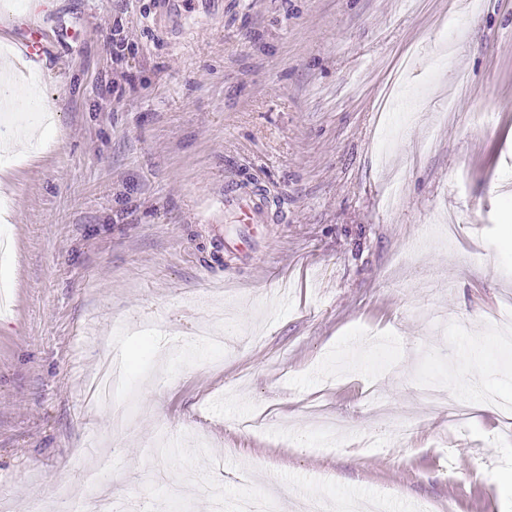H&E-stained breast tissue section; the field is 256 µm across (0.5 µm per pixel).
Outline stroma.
<instances>
[{"instance_id":"stroma-1","label":"stroma","mask_w":512,"mask_h":512,"mask_svg":"<svg viewBox=\"0 0 512 512\" xmlns=\"http://www.w3.org/2000/svg\"><path fill=\"white\" fill-rule=\"evenodd\" d=\"M54 7L48 135L0 155V512L79 506L91 469L121 512H213L170 473L216 459L226 498L281 512H512V420L483 409L512 402V0ZM229 179L276 217L247 255L216 247ZM107 354L128 380L102 404ZM425 386L469 418L423 416Z\"/></svg>"}]
</instances>
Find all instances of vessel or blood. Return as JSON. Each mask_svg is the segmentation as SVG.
<instances>
[{"label":"vessel or blood","instance_id":"1","mask_svg":"<svg viewBox=\"0 0 512 512\" xmlns=\"http://www.w3.org/2000/svg\"><path fill=\"white\" fill-rule=\"evenodd\" d=\"M52 0H27L24 11L33 16L34 22L29 26V35L21 43L20 51L25 58L32 59L39 56L43 45L39 37L41 27L38 17H45L51 13ZM225 213L233 216L236 223L245 228L244 234L225 240L227 248L242 252L249 248L252 237L250 232L256 225L268 224L272 221L268 200L259 186H246L230 183L224 188V195L220 200Z\"/></svg>","mask_w":512,"mask_h":512}]
</instances>
